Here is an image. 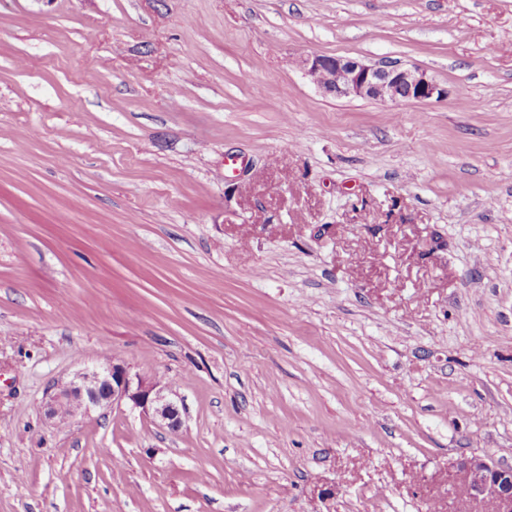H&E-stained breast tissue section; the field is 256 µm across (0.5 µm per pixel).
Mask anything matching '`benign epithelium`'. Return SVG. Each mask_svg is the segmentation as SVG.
Instances as JSON below:
<instances>
[{
  "instance_id": "7a95c632",
  "label": "benign epithelium",
  "mask_w": 512,
  "mask_h": 512,
  "mask_svg": "<svg viewBox=\"0 0 512 512\" xmlns=\"http://www.w3.org/2000/svg\"><path fill=\"white\" fill-rule=\"evenodd\" d=\"M300 66L322 93L400 104L440 97L444 89L419 67L383 59L372 64L346 56L306 54ZM172 385L143 377L122 362L86 367L56 384L44 403L49 418L70 421L91 410L126 403L155 423L174 430L180 425ZM460 481L471 498L492 501L497 512H512V465L478 455L457 463Z\"/></svg>"
}]
</instances>
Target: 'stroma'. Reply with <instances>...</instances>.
<instances>
[{"instance_id":"obj_1","label":"stroma","mask_w":512,"mask_h":512,"mask_svg":"<svg viewBox=\"0 0 512 512\" xmlns=\"http://www.w3.org/2000/svg\"><path fill=\"white\" fill-rule=\"evenodd\" d=\"M114 360L178 430L44 415ZM474 454L512 463V0H0V512H493ZM298 61L311 83L336 98L400 104L445 93L419 67L402 61L383 59L368 64L353 57L320 54L302 55Z\"/></svg>"}]
</instances>
